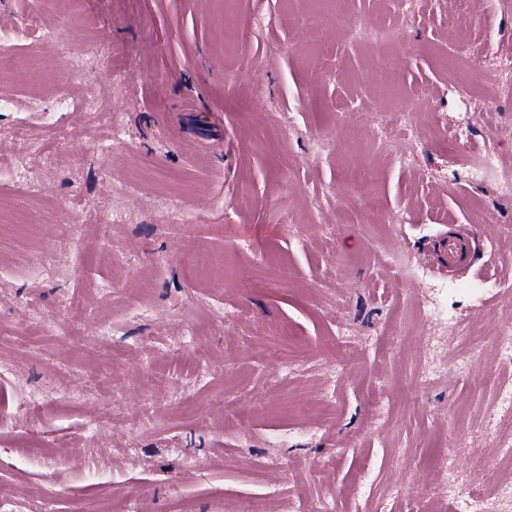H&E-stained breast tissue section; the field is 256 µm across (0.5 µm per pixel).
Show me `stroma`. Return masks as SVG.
<instances>
[{
  "label": "stroma",
  "instance_id": "stroma-1",
  "mask_svg": "<svg viewBox=\"0 0 512 512\" xmlns=\"http://www.w3.org/2000/svg\"><path fill=\"white\" fill-rule=\"evenodd\" d=\"M357 38L312 0H0V30L31 14L0 76V505L11 512H415L444 455L485 473L499 433L489 353L469 372L455 327L420 333L414 300L444 274L449 225L479 233L455 280H512V81L469 113L441 55L512 73V0H419L390 75L370 49L397 0H341ZM238 22L234 43L224 19ZM318 18L325 43L309 36ZM66 92L97 112L30 109ZM422 95L413 115L396 97ZM411 124L413 135L403 134ZM23 126L25 141L11 138ZM334 139L326 154L317 137ZM32 144L36 191L6 162ZM498 174L470 183L487 151ZM369 171L396 223L343 193ZM221 259L205 286L187 252ZM410 254L416 274L388 256ZM483 336L512 303L452 293ZM433 379L414 388V370ZM43 397L31 405L29 393ZM153 404L157 427L136 425ZM33 32L44 34L37 16L25 18L16 31L9 35L0 36V74L23 66V61L17 59L10 52L9 46L14 40L23 38Z\"/></svg>",
  "mask_w": 512,
  "mask_h": 512
}]
</instances>
